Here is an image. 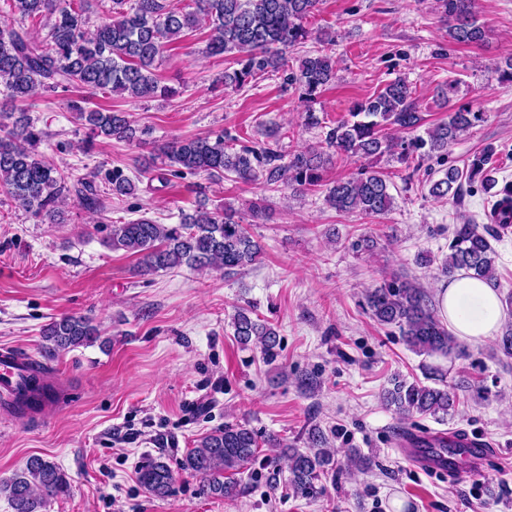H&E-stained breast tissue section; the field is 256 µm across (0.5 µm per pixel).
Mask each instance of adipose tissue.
<instances>
[{
    "mask_svg": "<svg viewBox=\"0 0 512 512\" xmlns=\"http://www.w3.org/2000/svg\"><path fill=\"white\" fill-rule=\"evenodd\" d=\"M435 311L458 338L471 344L491 338L504 316L499 293L488 282L466 275L439 284Z\"/></svg>",
    "mask_w": 512,
    "mask_h": 512,
    "instance_id": "1",
    "label": "adipose tissue"
}]
</instances>
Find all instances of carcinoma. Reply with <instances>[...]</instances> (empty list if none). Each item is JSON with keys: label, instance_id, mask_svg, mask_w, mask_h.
Listing matches in <instances>:
<instances>
[{"label": "carcinoma", "instance_id": "cac0c4a2", "mask_svg": "<svg viewBox=\"0 0 512 512\" xmlns=\"http://www.w3.org/2000/svg\"><path fill=\"white\" fill-rule=\"evenodd\" d=\"M10 16L19 25L0 22V92L10 111L0 109V195L32 216L49 224L61 220V204L70 195L86 209L101 207L94 184L98 173L72 180L39 150L45 132L27 113L34 100L46 93H68L73 88L91 92L120 93L135 99L170 98L177 90L161 83L155 70L163 53L185 32L201 23L211 26L205 53L238 54L239 68L224 72L221 85L242 87L258 75L277 73L287 66L288 50L305 43L311 32L304 20L319 11L321 0H185L179 7L170 0H98L101 22L90 23L89 0H7ZM475 0H437L448 21V36L456 44L478 45L485 40L484 27L474 11ZM31 22L45 30L42 37L24 28ZM334 64L326 54L302 58L298 71L284 83H295L305 101H313L334 78ZM74 119L87 129L88 139L141 141L147 131L136 128L129 115L119 110L96 109L85 98L67 100ZM350 118L330 128L326 149L298 151L282 162L271 148L226 144L224 136L177 139L155 147L151 163L141 173L150 174L163 187L171 178L204 173L220 180L233 174L244 182L262 181L268 186L287 185L296 196L326 187L325 202L338 212L380 215L393 204L385 176L371 166L347 178L324 183V172L338 159H369L385 154L406 164L422 163L428 153L448 152L483 113L461 106L448 120L427 131V138L410 141L392 137L388 130H413L421 121L413 91L397 78L369 98L356 102ZM495 147L487 145L473 156L467 172L450 167L444 176L429 180V195L437 199L457 197L459 181L466 175L495 184L489 161ZM115 196L134 193L136 185L125 169L112 167L105 174ZM509 224H477L470 220L453 225L448 257L440 273L452 277L459 271L488 283L497 281L495 250L491 240L507 234ZM106 245L141 256V274L181 266L204 271L218 269L233 275L256 261L263 246L242 223L230 205L210 209L201 204L178 224H159L141 217L111 225ZM365 306L380 325L399 329L406 345L418 355L456 358L467 355L465 346L436 315L434 304L421 285L393 276L364 294ZM239 307L232 317L234 335L243 346L256 341L266 354L277 345V331ZM42 351L55 358L63 351L90 346L101 337L86 316L64 315L42 328ZM34 374L24 381L16 398L20 413L54 401L52 388L38 377L43 367L31 364ZM383 402L401 415L432 416L442 420L452 413L457 393L420 381L395 377L383 392ZM308 448L288 451L289 484L298 496L312 492L320 473L332 463L331 450L321 432L308 436ZM260 448L257 433L242 423L203 436L181 460L182 470L201 478L204 493L231 499L239 494L236 476L244 473ZM139 481L152 495L168 496L172 471L159 458H147L138 469ZM65 472L38 455L28 458L23 471L5 485L13 512H47L48 505L68 492Z\"/></svg>", "mask_w": 512, "mask_h": 512}]
</instances>
